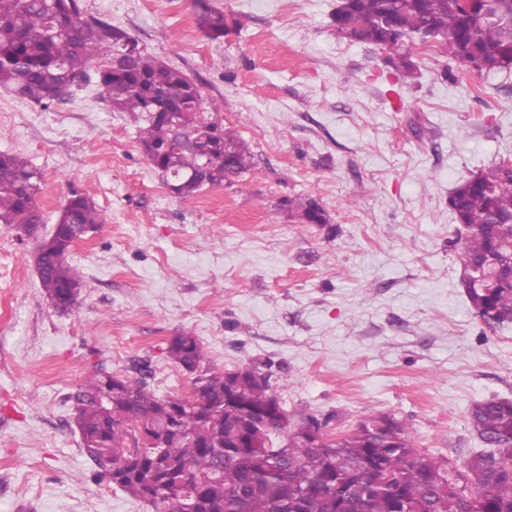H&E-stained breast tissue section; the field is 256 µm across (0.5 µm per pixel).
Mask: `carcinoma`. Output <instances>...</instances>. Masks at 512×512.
Listing matches in <instances>:
<instances>
[{
  "label": "carcinoma",
  "mask_w": 512,
  "mask_h": 512,
  "mask_svg": "<svg viewBox=\"0 0 512 512\" xmlns=\"http://www.w3.org/2000/svg\"><path fill=\"white\" fill-rule=\"evenodd\" d=\"M198 26L213 39L228 24L209 0H194ZM333 24L352 42L387 51L402 76L414 74L409 52L426 36L440 44L459 73L512 71V0H340ZM94 70L104 101L140 121L143 154L178 196L243 173L248 145L214 119L218 110L182 71L146 53L125 30L86 19L79 0H0V86L43 107L74 96ZM186 112L178 129L168 114ZM213 156L200 180L182 186L203 156ZM43 175L27 159L0 152V224L33 234L41 222L36 196ZM457 224L458 265L475 281L463 289L471 309L491 326L512 325V248L502 224H512V168L496 164L461 183L449 198ZM306 224L326 221L312 200L288 201ZM99 231L105 220L92 199L73 189L53 231L36 248L39 284L60 311L78 306L82 279L68 258L79 225ZM167 357L194 383V397L156 396L150 363L133 361L138 377L103 367L75 393L74 423L86 456L109 482L147 503L151 512H512V404L489 400L470 411L473 431L488 452L473 454L458 474L448 461L420 452L409 425L390 415L313 444L314 415L280 419L259 442L245 446L238 433L245 408L273 400L269 376L257 366L216 371L189 334L173 336ZM288 449H283V444ZM383 475L392 485L379 483Z\"/></svg>",
  "instance_id": "carcinoma-1"
}]
</instances>
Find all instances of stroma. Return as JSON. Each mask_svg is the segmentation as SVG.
Wrapping results in <instances>:
<instances>
[{
  "mask_svg": "<svg viewBox=\"0 0 512 512\" xmlns=\"http://www.w3.org/2000/svg\"><path fill=\"white\" fill-rule=\"evenodd\" d=\"M234 26L212 40L193 0H80L220 104L250 167L178 198L145 159L137 124L95 81L43 109L0 87V152L44 174L48 234L70 190L102 231L74 245L75 313L44 297L33 238L0 224V512H150L84 454L73 394L96 363L182 395L163 350L195 336L217 370L270 373L288 412L349 431L406 421L421 452L463 467L483 451L470 409L512 399V327H487L460 286L448 198L512 160V72H454L413 46L415 76L385 51L338 37L339 0H211ZM312 197L322 224L289 201Z\"/></svg>",
  "mask_w": 512,
  "mask_h": 512,
  "instance_id": "stroma-1",
  "label": "stroma"
}]
</instances>
